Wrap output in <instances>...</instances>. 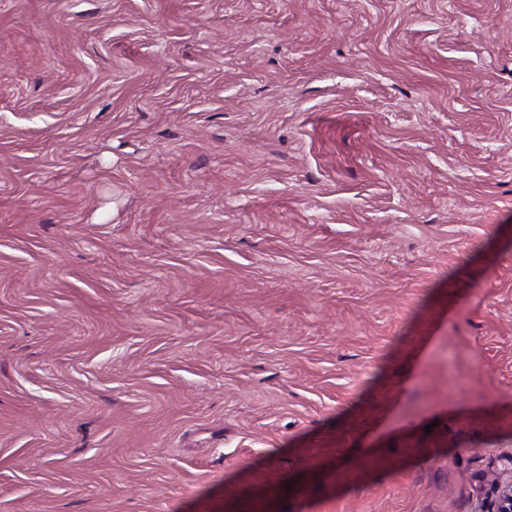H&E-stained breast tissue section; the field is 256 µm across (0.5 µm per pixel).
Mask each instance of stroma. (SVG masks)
Masks as SVG:
<instances>
[{"instance_id":"35a3bbf8","label":"stroma","mask_w":512,"mask_h":512,"mask_svg":"<svg viewBox=\"0 0 512 512\" xmlns=\"http://www.w3.org/2000/svg\"><path fill=\"white\" fill-rule=\"evenodd\" d=\"M512 0H0V512H492Z\"/></svg>"}]
</instances>
